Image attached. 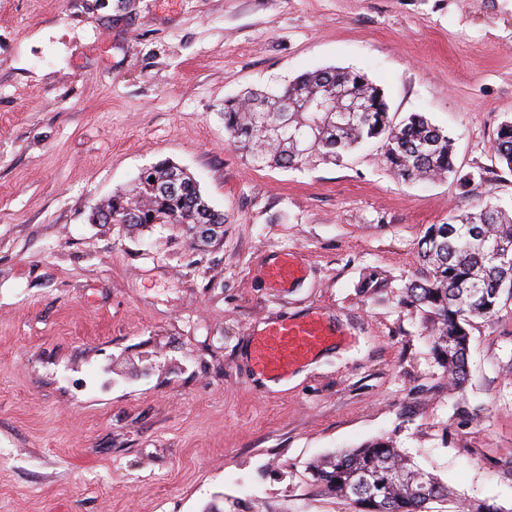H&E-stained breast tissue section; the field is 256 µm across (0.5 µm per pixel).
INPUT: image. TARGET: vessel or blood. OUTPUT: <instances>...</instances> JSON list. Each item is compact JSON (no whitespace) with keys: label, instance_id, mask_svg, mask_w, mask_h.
<instances>
[{"label":"vessel or blood","instance_id":"b4317fda","mask_svg":"<svg viewBox=\"0 0 512 512\" xmlns=\"http://www.w3.org/2000/svg\"><path fill=\"white\" fill-rule=\"evenodd\" d=\"M300 271L296 259L286 254L270 268L269 278L272 286L278 288L295 279ZM332 336V331L318 316L278 322L269 325L256 338L253 359L260 370L285 373L321 349Z\"/></svg>","mask_w":512,"mask_h":512}]
</instances>
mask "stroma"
Segmentation results:
<instances>
[{"instance_id": "stroma-1", "label": "stroma", "mask_w": 512, "mask_h": 512, "mask_svg": "<svg viewBox=\"0 0 512 512\" xmlns=\"http://www.w3.org/2000/svg\"><path fill=\"white\" fill-rule=\"evenodd\" d=\"M329 66L447 131L468 186L398 179L379 141L301 168L228 142L225 98ZM508 119L512 0H0V512H355L307 465L377 438L512 512V298L454 389L404 293L429 225L512 208ZM165 161L217 240L93 221ZM309 315L346 341L260 385L258 325ZM494 153L498 160L512 171V121H503L497 129ZM301 272V267L290 254H284L269 270L273 288H279L289 280H294Z\"/></svg>"}]
</instances>
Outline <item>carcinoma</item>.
Segmentation results:
<instances>
[{
    "label": "carcinoma",
    "mask_w": 512,
    "mask_h": 512,
    "mask_svg": "<svg viewBox=\"0 0 512 512\" xmlns=\"http://www.w3.org/2000/svg\"><path fill=\"white\" fill-rule=\"evenodd\" d=\"M342 94L366 111L343 116L319 112L317 103ZM224 131L258 163L297 168L316 158L339 160L363 143L381 138L385 160L404 181H430L457 175L453 143L439 127L417 112L392 124L382 90L367 76L328 67L301 74L286 87L254 90L224 100ZM494 153L512 171V121L497 129ZM178 181L176 191L168 190ZM113 219L134 212L132 227L146 224H199L221 228L216 210L194 177L173 163L143 171L129 192L112 195ZM425 274L405 288L407 298L429 308L437 323L433 349L451 385L468 380V326L493 313L501 297L512 296V212L487 204L477 213H461L446 224H432L418 250ZM320 492L352 501L358 512H431L429 504L446 501L448 484L416 468L392 442L378 438L358 448L310 464Z\"/></svg>",
    "instance_id": "carcinoma-1"
}]
</instances>
